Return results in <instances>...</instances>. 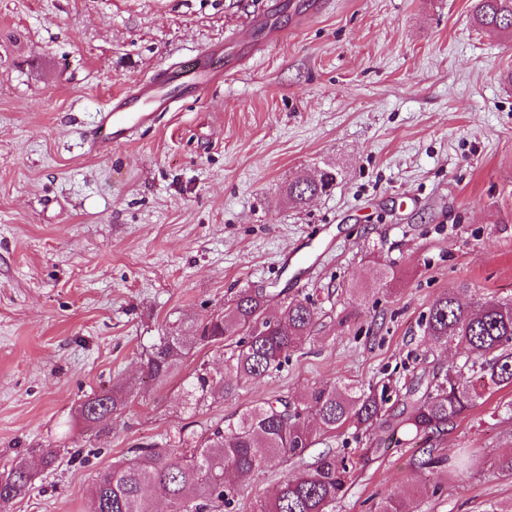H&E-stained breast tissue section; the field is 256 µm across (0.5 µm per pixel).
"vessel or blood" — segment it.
I'll return each instance as SVG.
<instances>
[{
    "mask_svg": "<svg viewBox=\"0 0 512 512\" xmlns=\"http://www.w3.org/2000/svg\"><path fill=\"white\" fill-rule=\"evenodd\" d=\"M262 28L267 38H277L279 32L272 19L261 18L254 26L234 35L237 43L259 52L261 44L254 37L255 28ZM224 81V48L211 44L197 54L194 62H177L141 81L134 91L113 96L97 112L87 138L100 156L133 139L138 131L151 129L163 113L171 111L184 99L201 100Z\"/></svg>",
    "mask_w": 512,
    "mask_h": 512,
    "instance_id": "obj_1",
    "label": "vessel or blood"
}]
</instances>
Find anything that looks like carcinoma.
Segmentation results:
<instances>
[{"instance_id":"cac0c4a2","label":"carcinoma","mask_w":512,"mask_h":512,"mask_svg":"<svg viewBox=\"0 0 512 512\" xmlns=\"http://www.w3.org/2000/svg\"><path fill=\"white\" fill-rule=\"evenodd\" d=\"M474 23L483 29L512 32V0H474ZM336 179L332 172L288 185V198L304 206ZM278 295L263 288H242L224 309V315L199 327L197 340L218 348L241 336L224 370L201 365L189 384V396L232 393L242 382H259L277 372L310 338L318 318L304 300L281 303L275 320L263 317ZM424 335L441 343H455L466 354L460 366H450L417 383L413 400L398 426L432 441L448 424L467 414L477 401L512 387V299L485 301L473 306L448 292L435 299L422 321ZM193 344L184 336H168L144 360L145 377L164 379L186 358ZM124 393L103 389L81 404L79 415L87 425L106 428L125 405ZM386 399L373 390L345 384L325 385L295 401L277 399L245 410L237 422L218 425L200 440L185 426L177 447L129 449L132 458L116 462L96 476L90 512H155L148 497L157 488L176 505V512H222L234 507L235 478L279 457H300L318 432L345 426L373 424L385 416ZM446 459L424 448L412 459L419 471L439 472ZM348 464L326 454L285 480L275 497L260 512H328L346 490ZM32 487V474L19 460L0 474V500H12Z\"/></svg>"}]
</instances>
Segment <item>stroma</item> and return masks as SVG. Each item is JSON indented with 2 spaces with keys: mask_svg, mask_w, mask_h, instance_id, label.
<instances>
[{
  "mask_svg": "<svg viewBox=\"0 0 512 512\" xmlns=\"http://www.w3.org/2000/svg\"><path fill=\"white\" fill-rule=\"evenodd\" d=\"M308 2L0 0V468L33 475L0 512H88L95 476L129 449L334 382L387 388V423L263 464L238 479L234 512H259L325 453L353 466L331 512L512 501L493 467L512 448V388L436 441L472 461L433 497L411 465L425 441L397 426L419 377L465 360L424 335L430 304L512 299V39L475 27L472 0H327L297 24ZM270 13L283 37L221 87L111 156L90 152L84 132L113 94L211 42L238 54L229 36ZM324 169L337 174L325 193L289 200V182ZM245 286L319 312L281 371L199 404L187 385L199 364L223 369L213 347L164 381L143 376L163 337L194 335ZM112 387L121 414L86 428L81 402Z\"/></svg>",
  "mask_w": 512,
  "mask_h": 512,
  "instance_id": "stroma-1",
  "label": "stroma"
}]
</instances>
